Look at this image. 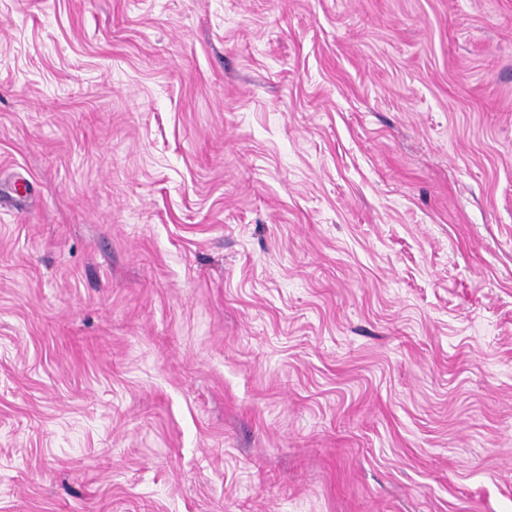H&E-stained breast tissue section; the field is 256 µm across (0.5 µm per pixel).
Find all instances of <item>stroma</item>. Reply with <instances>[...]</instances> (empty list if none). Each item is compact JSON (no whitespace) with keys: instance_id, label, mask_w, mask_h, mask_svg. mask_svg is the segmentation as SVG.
Listing matches in <instances>:
<instances>
[{"instance_id":"35a3bbf8","label":"stroma","mask_w":512,"mask_h":512,"mask_svg":"<svg viewBox=\"0 0 512 512\" xmlns=\"http://www.w3.org/2000/svg\"><path fill=\"white\" fill-rule=\"evenodd\" d=\"M0 512H512V0H0Z\"/></svg>"}]
</instances>
